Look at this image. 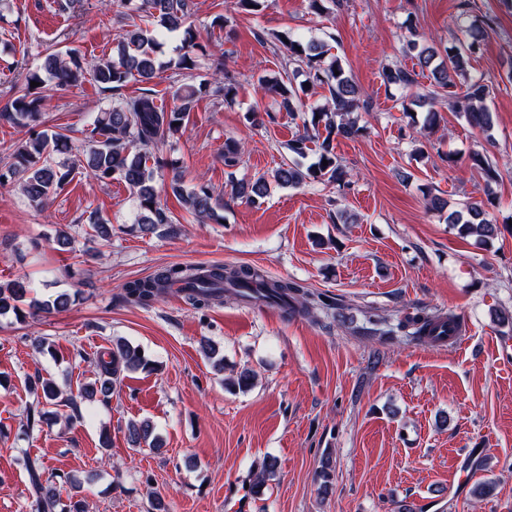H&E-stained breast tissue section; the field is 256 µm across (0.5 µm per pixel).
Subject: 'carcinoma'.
<instances>
[{"instance_id":"1","label":"carcinoma","mask_w":512,"mask_h":512,"mask_svg":"<svg viewBox=\"0 0 512 512\" xmlns=\"http://www.w3.org/2000/svg\"><path fill=\"white\" fill-rule=\"evenodd\" d=\"M114 3L142 16L145 25L133 23L119 35L112 57L84 65L74 49L48 52L39 68L26 75L25 87L0 109V122L30 129L29 137L10 154L11 162L5 165V171H0V183L19 177L20 190L29 203L43 207L77 171L83 170L96 180L116 179L129 187L137 200V224L143 233L153 232L160 224L172 223L169 209L161 201L163 192L172 194L198 220L217 223L223 220L218 214V210L224 208L223 200L216 197L205 182L185 187L182 162L158 154L155 148L181 132L201 95L210 93L224 97L226 102L233 101L238 87L229 75H224L222 84L202 80L197 84L179 85L173 92L174 105L170 108L157 104L156 96L147 87L137 95L113 101L95 118L85 145L78 151L73 149L66 134L50 129L36 130L40 125L43 98L30 86L33 81L41 88L49 82L66 86L80 82L90 71L103 94H116L131 81L145 85L152 82L163 66L157 57L159 39L167 32L180 29L184 46L174 66L180 70L196 69L197 55L205 50L197 42L192 27L185 26L191 16L189 0H114ZM486 34L485 28L472 23L466 27L462 43L443 49L410 34L405 42V54L416 60L421 70L429 71L428 90L419 91L417 73L413 69L401 65L382 68L384 85L401 91L400 107L410 123H417L413 112L418 110L422 127L436 128L442 119L438 105L446 97L448 107L464 113L472 126L484 132L492 128L493 114L486 104L490 87L481 78H471L469 73L471 57ZM278 41L287 50L285 67L294 75L304 76V80L295 85L279 72L261 75L258 83L264 92L288 112L302 106V96L317 87L327 90L329 96L323 105L311 109L310 117L304 120V132L288 142V151L295 159L280 164L270 179L261 175L250 181L232 183V194L252 204L267 196L272 182L281 188H297L311 181L334 184L342 190L349 187L350 174L334 153L332 141L337 137H356L363 130L354 117L360 108V89L340 58L334 56L325 61V45L315 39L305 40L285 33L278 36ZM462 82L466 92L459 97L456 88ZM321 126L326 136L318 144L316 160L306 165L302 159L309 150L308 143L319 136ZM325 160L328 161L326 166L323 165ZM469 160L473 167L481 170L486 183L497 181L499 173L486 155L474 152ZM161 168L173 173L170 183L162 189L155 181V172ZM425 200L427 207L445 217V222L462 237L476 236L488 242L497 235L496 221L481 201L453 204L431 192L425 195ZM173 287L196 309L208 308L226 295L276 306L287 316L308 313L314 305L326 304L322 296L302 284L288 279H270L250 265L164 267L153 275L128 282L122 299L146 307ZM32 293V284L23 278L0 284V316L11 313L15 320L22 322L40 312L63 311L74 302L67 292L45 302ZM460 323L461 318L451 312L444 315L422 309L407 317L400 327L412 328L410 335L418 340L436 342L439 340L435 334L437 327L446 325L454 331ZM201 349L215 371H224V356L219 354L216 344L204 339ZM96 367L94 380L82 385L75 395H64L51 377L39 375L31 381L30 388L36 399L26 408V429L32 432L35 427L51 421L54 412L48 407L62 401L73 406L80 401H109L122 377L132 372L151 371L154 364L139 347L118 337L112 340V348L97 357ZM126 435L134 447H159L154 427L148 420L129 421ZM16 453L30 476L32 512H87L79 479L71 475L46 478L41 463L31 456L30 449L18 448ZM59 482L69 487L65 497L57 487Z\"/></svg>"}]
</instances>
